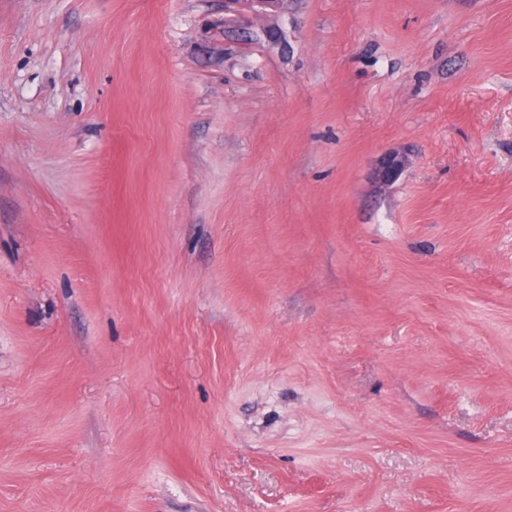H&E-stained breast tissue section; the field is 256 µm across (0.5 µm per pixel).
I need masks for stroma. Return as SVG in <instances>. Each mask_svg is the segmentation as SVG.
I'll use <instances>...</instances> for the list:
<instances>
[{"label": "stroma", "instance_id": "1", "mask_svg": "<svg viewBox=\"0 0 512 512\" xmlns=\"http://www.w3.org/2000/svg\"><path fill=\"white\" fill-rule=\"evenodd\" d=\"M0 512H512V0H0Z\"/></svg>", "mask_w": 512, "mask_h": 512}]
</instances>
